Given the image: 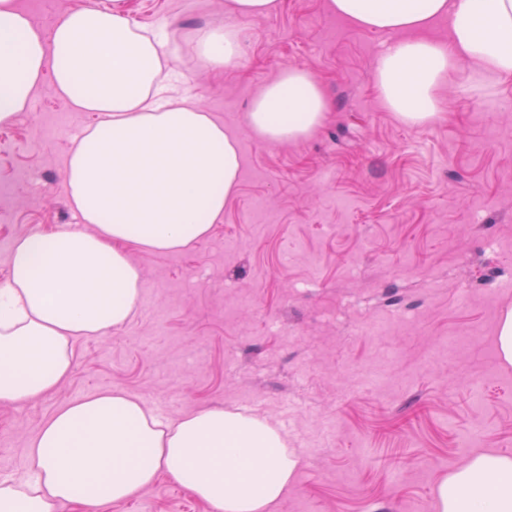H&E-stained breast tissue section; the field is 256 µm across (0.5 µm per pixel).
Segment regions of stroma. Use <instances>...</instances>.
I'll use <instances>...</instances> for the list:
<instances>
[{
  "instance_id": "35a3bbf8",
  "label": "stroma",
  "mask_w": 512,
  "mask_h": 512,
  "mask_svg": "<svg viewBox=\"0 0 512 512\" xmlns=\"http://www.w3.org/2000/svg\"><path fill=\"white\" fill-rule=\"evenodd\" d=\"M87 2L19 5L48 36ZM230 5L121 8L180 39L223 25ZM240 28L235 67L204 69L187 48L168 61L192 102L237 137L235 195L189 249H130L140 308L123 327L77 341L55 391L0 404V472L26 477L31 440L69 401L122 390L165 405L171 421L217 406L284 427L301 465L277 512H430L438 482L472 454H512V365L496 333L512 308V79L470 95L448 84L446 120L408 127L374 91L386 34L332 15L327 0H281ZM290 65L318 78L330 110L309 138L267 144L246 113ZM95 121L44 81L0 125V283L15 239L78 223L66 164L74 135ZM369 322L385 323L386 335H361ZM376 366L384 382L364 390L357 372ZM108 512L210 510L161 475Z\"/></svg>"
}]
</instances>
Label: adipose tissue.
Returning a JSON list of instances; mask_svg holds the SVG:
<instances>
[{"instance_id":"1","label":"adipose tissue","mask_w":512,"mask_h":512,"mask_svg":"<svg viewBox=\"0 0 512 512\" xmlns=\"http://www.w3.org/2000/svg\"><path fill=\"white\" fill-rule=\"evenodd\" d=\"M332 14L389 35L374 83L401 123L430 125L440 88L466 91L512 77V0H328ZM444 23L447 40L429 37ZM189 46L206 69L241 56L235 26L204 27ZM166 26L131 23L115 6L67 12L43 36L17 0H0V124L25 109L43 75L98 122L67 161V194L81 227L15 240L0 284V402L56 390L73 345L123 326L141 296L129 247L177 252L205 239L238 187L237 138L208 112L168 97ZM317 78L287 67L259 90L246 114L269 144L297 142L323 123ZM30 477L0 482V512H63L139 497L159 474L212 512H272L299 467L268 422L206 408L160 422L122 391L72 401L30 444ZM433 512H512V455L482 453L435 489Z\"/></svg>"}]
</instances>
